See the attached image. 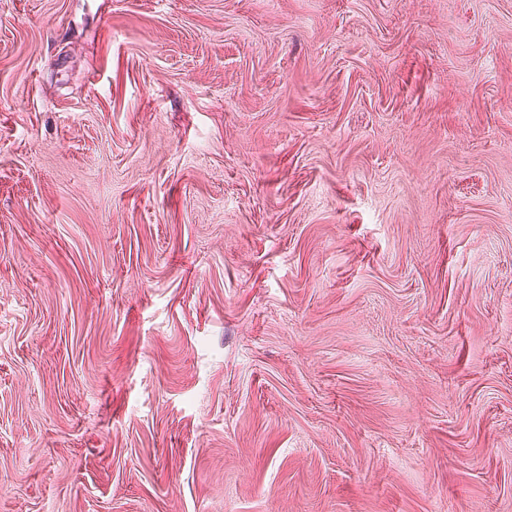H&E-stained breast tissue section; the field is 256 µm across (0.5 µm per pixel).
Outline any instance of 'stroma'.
I'll return each mask as SVG.
<instances>
[{"label": "stroma", "instance_id": "1", "mask_svg": "<svg viewBox=\"0 0 512 512\" xmlns=\"http://www.w3.org/2000/svg\"><path fill=\"white\" fill-rule=\"evenodd\" d=\"M0 512H512V0H0Z\"/></svg>", "mask_w": 512, "mask_h": 512}]
</instances>
